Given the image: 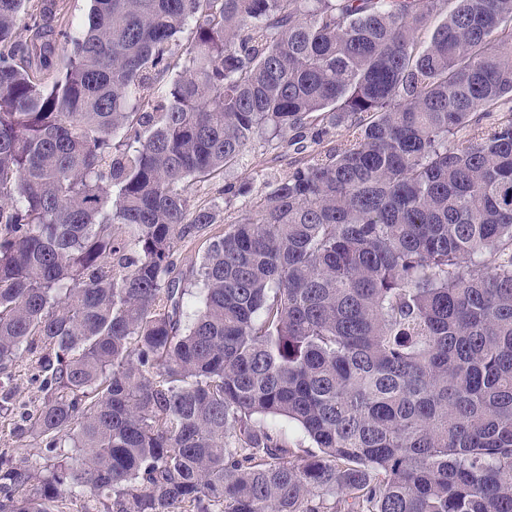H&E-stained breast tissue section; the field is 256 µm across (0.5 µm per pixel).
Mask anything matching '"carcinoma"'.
<instances>
[{"mask_svg": "<svg viewBox=\"0 0 512 512\" xmlns=\"http://www.w3.org/2000/svg\"><path fill=\"white\" fill-rule=\"evenodd\" d=\"M27 2L0 0V512H512V0H448L427 41L441 0H93L78 33ZM349 120L182 284L222 221L189 182ZM221 228L222 226L214 224L196 229L189 237L178 244L173 258L183 276H186L187 280L185 282H190V279H192L191 271L192 269L195 271L199 265L209 239ZM13 386L16 391L15 398L20 406L30 408L37 404L40 392L36 383L30 381L25 375H20L15 377Z\"/></svg>", "mask_w": 512, "mask_h": 512, "instance_id": "cac0c4a2", "label": "carcinoma"}]
</instances>
